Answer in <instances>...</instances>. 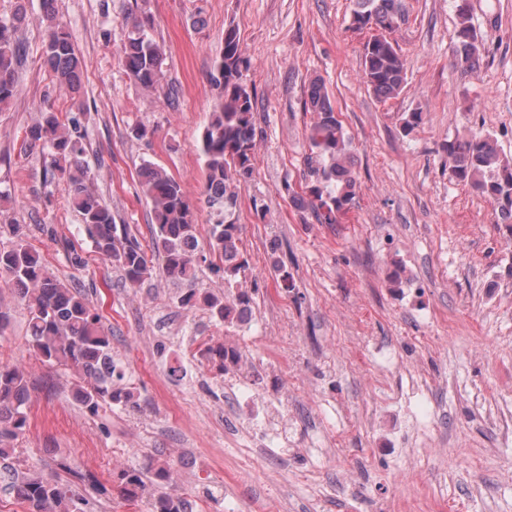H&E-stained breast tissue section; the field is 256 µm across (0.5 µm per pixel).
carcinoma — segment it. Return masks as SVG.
I'll list each match as a JSON object with an SVG mask.
<instances>
[{
	"mask_svg": "<svg viewBox=\"0 0 512 512\" xmlns=\"http://www.w3.org/2000/svg\"><path fill=\"white\" fill-rule=\"evenodd\" d=\"M52 0H46L48 36L41 58L44 70L59 92L74 99L83 89V64L77 56L72 35L56 21ZM25 19L18 7L9 22H0V105L8 104L16 93L15 72L21 60L16 32ZM352 29L378 27L362 49L364 82L373 94L388 100L397 97L406 85L405 59L389 33L405 20L402 0H354ZM154 20L142 12L126 25L120 52L128 73L142 86L155 89L160 83L163 54L152 35ZM452 56L456 67L472 70L480 59V41L469 11L458 7V24L452 36ZM249 60L244 56L237 28L224 30V46L216 61L215 85L222 102L212 113L200 138L204 157L205 183L198 200H192L182 183L163 168L144 163L139 169L142 193L153 218L151 236L142 244L117 224L110 208L89 187L90 175L80 164L82 143L64 132L54 104L40 111L39 119L25 130V145L51 148V171L68 174L70 201L81 215L85 231L98 253L112 261L125 280L136 285L151 276L148 254L162 258L166 274L177 281L192 283L196 265L207 262L224 273V284L232 286L249 268L240 249L242 227L236 213L239 189L253 175L254 97L244 72ZM308 128L311 154L301 191L285 184L289 199L299 210L308 211L319 224H339L354 205L358 181L352 169V136L344 128L336 108L320 81L308 89ZM452 178L470 186L497 205L498 220L512 230V156L503 154L489 134H472L443 144ZM204 207L209 214L207 246L188 250L197 243L196 212ZM9 233L14 242L0 248V288L13 290L28 310L29 341L51 366L71 369L78 381L76 396L89 411L103 404L141 408L139 395L130 382L128 368L112 352V334L102 316L86 296L50 273L40 255L24 239L18 224H1L0 235ZM211 316L227 321L232 310L224 298L205 297ZM29 382L16 368L0 363V459L14 451L13 442L28 426ZM121 493L136 494L141 485L139 471L123 476ZM15 497L28 512H84L85 501L72 487L56 479L23 476L12 482ZM181 498L165 491L148 502L147 512H180Z\"/></svg>",
	"mask_w": 512,
	"mask_h": 512,
	"instance_id": "carcinoma-1",
	"label": "carcinoma"
}]
</instances>
